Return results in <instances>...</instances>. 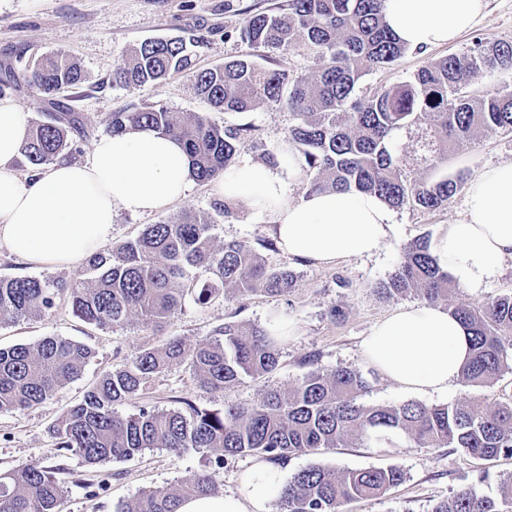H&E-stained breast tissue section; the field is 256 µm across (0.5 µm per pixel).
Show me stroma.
Returning <instances> with one entry per match:
<instances>
[{
	"label": "stroma",
	"instance_id": "1",
	"mask_svg": "<svg viewBox=\"0 0 512 512\" xmlns=\"http://www.w3.org/2000/svg\"><path fill=\"white\" fill-rule=\"evenodd\" d=\"M281 0H0V69H21L41 56L65 52L83 68L86 79L68 105L81 116L87 134L78 140L73 159L90 151L94 140L108 134L112 113L143 106H162L172 112L206 114L217 125L246 124L252 131L238 149L235 162H263L267 149L288 145V130L295 118L285 109L257 106L248 112H220L198 97L189 76L175 74L136 88L112 84V70L126 53L153 38L197 35L204 43L197 50L198 67L210 68L240 55L252 54L265 64L266 51L249 50L241 42L239 30L247 13L270 9ZM512 41V0H488L484 18L453 43L412 48L393 65L364 76L362 88L375 89L404 80L427 61L452 53H463L476 43ZM398 149L412 175L433 179L440 173L462 172L475 177L483 168L512 162V133L483 132L463 151L452 154L439 168L425 161L416 135L400 134ZM465 199L457 192L448 204L435 211L405 208L393 210V231L383 248L373 256L340 258L328 266H317L271 251L264 243L273 237V214L251 210L245 200L235 203V216L226 220L216 215L210 184H193L188 196L168 210L145 215L115 211L109 244L135 237L145 225L175 221L186 215L208 214L214 218L217 243L245 240L256 247L268 265L288 266L296 273L293 288L283 297L263 293L246 301L229 300L201 308L186 303L165 325L152 332L132 322L122 328L101 329L76 318L66 296L56 298L49 313L39 319L0 324V346L29 344L45 336H60L91 346L94 358L75 380L65 384L43 404L20 411L0 412V470L29 462L58 463L74 474L62 506L63 512H115L120 503L133 500L141 491L164 492L185 477L210 469L218 493L238 490L241 476L256 462L252 456L227 459L223 465L209 466L205 452L189 448L174 454L162 449L145 452L127 461H110L97 468L84 466L73 453L58 455L49 428L69 406L80 401L88 388L103 374L128 363L141 349L161 344L171 337L194 347L227 321L266 324L273 313L288 317L295 326L280 345V361L271 373L243 378L218 392L201 390L188 364L171 366L144 401L118 404L124 415L137 413L141 404L176 409L188 400L212 410L225 403L250 404L270 388H292L307 372L308 360L330 368L344 364L359 371L369 387L362 396L367 405H397L411 398L381 377L362 356V341L373 325L395 309L418 304L416 296L386 297L377 285L396 269L404 244L428 235L436 236L441 225L454 223ZM344 315L330 318L331 306ZM493 404L512 397V374L474 389L462 380L453 381L446 392L420 395L426 404H453L471 396ZM319 463L339 469L400 466L402 484L377 499L344 504L341 512H429L438 500L464 487L492 493L500 479L512 475V458L479 462L453 448H425L403 442L393 454L351 442L340 448H322L309 455L295 456L282 467L283 477L307 465Z\"/></svg>",
	"mask_w": 512,
	"mask_h": 512
}]
</instances>
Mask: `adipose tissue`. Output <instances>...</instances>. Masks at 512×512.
I'll return each instance as SVG.
<instances>
[{"instance_id": "adipose-tissue-1", "label": "adipose tissue", "mask_w": 512, "mask_h": 512, "mask_svg": "<svg viewBox=\"0 0 512 512\" xmlns=\"http://www.w3.org/2000/svg\"><path fill=\"white\" fill-rule=\"evenodd\" d=\"M486 13V0H384L383 14L407 46L454 42ZM30 126L10 97L0 98V249L44 268L79 264L106 243L114 209L149 214L185 198L192 182L183 150L150 129L98 137L81 160L20 174L16 162ZM299 176L290 153L277 163L243 162L212 181L215 201L246 200L275 217V236L288 258L328 265L369 257L388 239L389 206L356 190L302 196L289 202ZM440 267L464 288L488 287L512 260V163L483 169L471 183L457 221L430 244ZM366 361L400 389L440 393L469 355L466 330L447 310L401 308L378 321L362 342ZM281 484L268 462L247 470L238 491L190 498L179 512H267Z\"/></svg>"}]
</instances>
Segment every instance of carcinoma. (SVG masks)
<instances>
[{
    "instance_id": "carcinoma-1",
    "label": "carcinoma",
    "mask_w": 512,
    "mask_h": 512,
    "mask_svg": "<svg viewBox=\"0 0 512 512\" xmlns=\"http://www.w3.org/2000/svg\"><path fill=\"white\" fill-rule=\"evenodd\" d=\"M383 0H286L245 17L239 36L249 47L313 55L308 77L285 66L259 67L248 57L198 69L190 37L149 39L126 54L112 71V85L141 86L184 73L196 93L214 108L246 112L258 105L286 108L296 116L288 132L295 155L310 177V191L357 190L381 197L388 206L434 211L448 204L467 181L464 174L437 180L411 176L394 139L422 132L424 159L443 163L445 153L471 143L479 129L512 132V90L475 96L465 79L480 70L512 71V41L480 43L421 67L407 79L356 92L366 74L388 66L407 51L385 24ZM57 109L35 121L21 149L31 166L50 164L73 150L84 133L83 119L67 111L65 93L84 80L80 66L57 52L29 62L22 74L4 69L0 95L19 80ZM112 134L148 128L178 141L188 155L193 179L206 183L224 172L237 145L248 138L245 125L218 126L199 113L179 114L148 106L114 112ZM213 224L197 215L147 225L137 237L101 249L86 260L75 281L54 283L37 276L0 277V323L40 318L67 292L73 314L101 329L131 319L159 329L186 301L205 308L217 301H242L262 292L282 297L293 272L269 267L248 241L219 246ZM209 277L202 279L196 270ZM456 284L420 238L402 248L397 270L380 283L389 297L416 295L429 304L448 302ZM471 335V357L461 372L470 387H483L512 373V294L480 305L448 308ZM283 337L268 329L228 321L193 349L173 338L141 350L123 367L103 375L83 399L52 424L56 447L79 455L89 467L133 459L154 448L179 453L203 450L220 466L229 457L257 456L277 465L320 448L358 440L392 453L405 438L427 448H454L476 460L512 457V400L494 406L468 403L366 405L363 376L349 366L311 368L290 390L271 389L250 405L226 404L221 411L187 401L185 409L143 406L124 416L116 405L142 398L175 363L188 362L199 387L222 391L242 376L272 372ZM94 356L87 344L45 336L34 344L0 347V412L22 410L49 400L76 378ZM63 468L32 462L0 473V512H61L67 492ZM396 466L337 469L311 464L291 474L278 492V512H339L346 503L379 498L401 484ZM215 493L202 470L170 491H142L117 512H178L182 501ZM430 512H512V478L496 493L463 488L436 502Z\"/></svg>"
}]
</instances>
